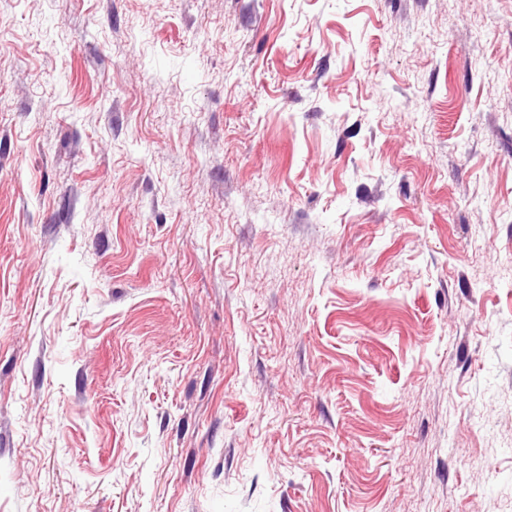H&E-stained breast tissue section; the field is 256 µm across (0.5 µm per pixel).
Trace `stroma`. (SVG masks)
<instances>
[{
  "label": "stroma",
  "instance_id": "obj_1",
  "mask_svg": "<svg viewBox=\"0 0 512 512\" xmlns=\"http://www.w3.org/2000/svg\"><path fill=\"white\" fill-rule=\"evenodd\" d=\"M0 512H512V0H0Z\"/></svg>",
  "mask_w": 512,
  "mask_h": 512
}]
</instances>
